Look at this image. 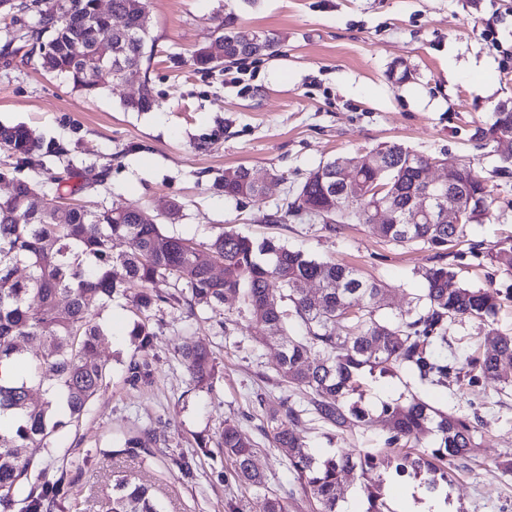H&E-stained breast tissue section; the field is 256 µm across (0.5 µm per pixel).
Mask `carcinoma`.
I'll use <instances>...</instances> for the list:
<instances>
[{"instance_id":"obj_1","label":"carcinoma","mask_w":512,"mask_h":512,"mask_svg":"<svg viewBox=\"0 0 512 512\" xmlns=\"http://www.w3.org/2000/svg\"><path fill=\"white\" fill-rule=\"evenodd\" d=\"M99 0H0V11L33 10L37 24L25 34L38 49L41 68L68 77L73 87L91 94L100 75L123 80L126 66L141 68L151 61L148 0H111L112 13L125 19L115 30L98 9ZM217 36L191 53L197 70L224 67L227 60L272 53L275 39L219 22ZM83 43L80 55L73 43ZM112 47L110 64L100 65V46ZM155 99L148 84L123 101L125 110L149 112ZM512 134V112L492 116L476 128L477 140L490 143L499 134ZM0 150L15 160L13 169L31 165L42 142L23 126H0ZM434 159L415 154L400 144L375 148L360 158L339 156L309 172L283 203L284 214L319 218L326 229L354 220L376 237L400 245L427 244L446 251L456 246L467 225L483 212L477 202L460 224L425 221L407 224L403 215L424 192L423 170ZM350 164L355 181L381 188L368 197L356 196L336 180V169ZM13 193L0 198V512H48L62 484L34 478L33 457L20 459L19 449L52 447L56 435L79 422L91 399L103 387L107 367L95 358L108 342L109 330L96 321L95 311L115 294L130 298L140 317L135 335L147 341L156 335L149 313L162 303H184L216 310L228 295L240 298L236 316L246 318L264 344L280 346L278 375L303 395V405L283 400L269 409L263 434L287 451L296 481L315 512H339L342 478L358 469L362 476L383 474L423 479L428 491L452 482L481 446V422L448 413L413 396L403 403L382 406L378 414L350 401L364 371L395 375L404 371L423 385L446 387L451 378L467 377V384L490 381L512 386V335L492 327L500 307L495 289L461 282L449 264H436L421 273L422 292L413 308L385 316L386 288L365 279L354 267L319 261L274 239L256 242L233 231L218 234L210 243L168 236L159 217L143 209L113 204L89 209L63 202L55 179L29 182L9 177ZM227 199H258L265 189L250 178V168L224 169L216 183ZM447 191L468 200L489 196L485 180L467 165L452 173ZM390 209L395 221L374 224L377 207ZM128 240L130 253L115 254L112 242ZM492 265L512 272V246L497 244L487 251ZM223 266V277L212 268ZM24 274H19V271ZM314 281L310 295L302 284ZM474 321L483 328L484 351L460 359L440 356L448 346V322ZM38 343L32 353L28 345ZM181 357L192 380L211 386L217 365L202 344H187ZM126 373L133 382L147 381L149 365L129 361ZM310 414L343 434L360 425L379 426L384 447L357 454L340 450L318 459L300 435L303 415ZM432 434L437 447L416 453L419 436ZM152 436L143 432L124 441L123 452L147 451ZM218 446L232 463L237 479L265 487L253 464L254 443L238 425L224 422ZM111 512H162L150 486L115 479ZM366 512L385 509L379 487L366 486ZM263 512H290L288 498L264 496Z\"/></svg>"}]
</instances>
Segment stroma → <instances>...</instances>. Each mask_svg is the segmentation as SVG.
Instances as JSON below:
<instances>
[{"label":"stroma","instance_id":"stroma-1","mask_svg":"<svg viewBox=\"0 0 512 512\" xmlns=\"http://www.w3.org/2000/svg\"><path fill=\"white\" fill-rule=\"evenodd\" d=\"M156 54L130 81L95 95L73 90L68 78L45 73L21 37L38 19L30 10L0 14V124L22 125L50 151L21 175L43 180L73 171L66 184L78 202L122 204L158 213L170 201L182 210L161 230L199 242L225 229L275 238L305 254L358 269L388 290V313L420 294V273L438 261L465 283L499 290L493 326L512 334V273L492 266L488 248L512 243V175L497 174L496 147L473 138L497 105L512 101V0H149ZM271 34L270 56L238 60L239 85L221 70L202 72L190 54L213 35L216 16ZM13 41H6V34ZM149 83L156 104L130 112L123 98ZM397 143L414 153L448 155L487 181L492 205L468 225L446 258L424 245L401 246L355 222L332 232L322 222L269 217L289 191L319 164L359 157ZM272 173L260 200L225 198L215 184L236 165ZM223 309L190 314L164 304L152 312L156 334L141 342L128 298L116 295L98 316L110 327L99 358L109 374L79 423L42 452L47 483L63 481L54 512H110L112 476L151 483L163 512H261L263 494L241 485L217 441L233 422L257 445L255 467L266 490L288 497L291 512H311L284 450L260 431L271 406L291 395L276 367L279 349L255 338L247 321L221 328ZM199 341L218 362L213 387L195 385L178 355ZM148 362V382L127 379L130 360ZM361 403L418 395L483 425L485 441L470 469L458 472L448 501L454 512H512V474L496 463L512 455V388L490 383L438 387L405 374H365ZM150 431V454L116 455L125 438ZM301 434L317 458L339 449L379 448L375 430L345 435L306 422Z\"/></svg>","mask_w":512,"mask_h":512}]
</instances>
